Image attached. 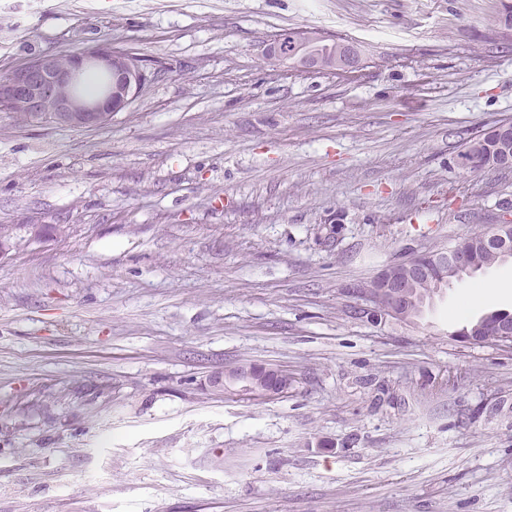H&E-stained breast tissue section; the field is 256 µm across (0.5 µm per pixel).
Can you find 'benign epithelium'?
Here are the masks:
<instances>
[{"label":"benign epithelium","mask_w":512,"mask_h":512,"mask_svg":"<svg viewBox=\"0 0 512 512\" xmlns=\"http://www.w3.org/2000/svg\"><path fill=\"white\" fill-rule=\"evenodd\" d=\"M88 71L108 78L104 90L94 98H85L72 90L80 76ZM146 79L147 71L130 53L110 44L90 46L67 56L46 53L7 70L6 77L0 80V109L23 107L36 125L103 127L141 92ZM436 256L443 266L460 274L477 272L470 254L461 249L438 252ZM419 258L416 254L389 265L376 276L374 284L355 289L369 304V313L376 316L393 313L399 305L394 291L396 281L402 276L412 280L427 274ZM212 384L225 393L242 392L267 398L287 392L291 379L284 370L250 363L224 369L213 377Z\"/></svg>","instance_id":"benign-epithelium-1"}]
</instances>
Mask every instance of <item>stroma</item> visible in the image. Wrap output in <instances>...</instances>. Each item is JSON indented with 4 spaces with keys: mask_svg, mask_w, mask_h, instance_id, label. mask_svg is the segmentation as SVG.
I'll return each mask as SVG.
<instances>
[{
    "mask_svg": "<svg viewBox=\"0 0 512 512\" xmlns=\"http://www.w3.org/2000/svg\"><path fill=\"white\" fill-rule=\"evenodd\" d=\"M512 0H0V72L97 43L159 74L111 124L0 112V512H512V349L457 333L512 260L406 321L352 289L512 219ZM354 40L355 77L271 53ZM255 362L286 394L211 384ZM488 27V40L502 44L512 40V6H507L502 13L495 16ZM511 128V131H509ZM512 156V123L505 122L493 130L472 137L458 154L460 166L478 171L487 168L510 169L503 164V158ZM473 165H468L467 163Z\"/></svg>",
    "mask_w": 512,
    "mask_h": 512,
    "instance_id": "stroma-1",
    "label": "stroma"
}]
</instances>
